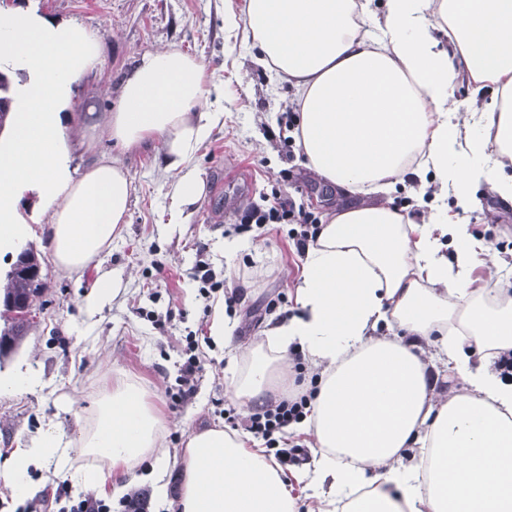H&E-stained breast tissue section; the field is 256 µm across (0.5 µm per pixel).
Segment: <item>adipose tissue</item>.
I'll return each instance as SVG.
<instances>
[{
    "label": "adipose tissue",
    "instance_id": "adipose-tissue-1",
    "mask_svg": "<svg viewBox=\"0 0 512 512\" xmlns=\"http://www.w3.org/2000/svg\"><path fill=\"white\" fill-rule=\"evenodd\" d=\"M243 24L260 62L296 91L305 167L361 202L325 214L296 287L301 313L242 350L234 399L248 410L278 402L294 384L288 354L302 351L319 375L312 412L298 425L318 454L308 482L317 512H512V383L471 361L512 348V283L458 216L480 181L512 201V0H387L378 21L366 0H246ZM0 49L36 75L0 148V253L28 236L16 195L30 187L49 215L56 267L83 273L119 235L135 191L113 158L78 175L69 165L60 111L98 65L97 40L80 26L1 13ZM464 78L494 84L496 97L456 112L453 89ZM210 94L201 60L175 46L149 49L104 124L124 150L160 144L176 209L201 196L190 160L222 118ZM410 172L452 190L457 212L435 204L417 224L368 203ZM477 267L487 270L478 284ZM422 346L447 352L456 381L447 393L429 380ZM163 429L138 384L104 391L80 438L95 464L78 472V484L123 493L113 472L132 473L151 457L153 493L166 498ZM408 448L417 456L404 458ZM49 462L68 463L50 428L15 449L0 477L22 502L37 491L30 466ZM177 490L180 512L299 510L283 469L219 428L189 434Z\"/></svg>",
    "mask_w": 512,
    "mask_h": 512
}]
</instances>
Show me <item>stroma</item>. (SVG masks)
<instances>
[{
  "instance_id": "1",
  "label": "stroma",
  "mask_w": 512,
  "mask_h": 512,
  "mask_svg": "<svg viewBox=\"0 0 512 512\" xmlns=\"http://www.w3.org/2000/svg\"><path fill=\"white\" fill-rule=\"evenodd\" d=\"M244 0H8L0 13L37 14L55 23L77 24L94 32L98 66L72 86L63 122L83 121L85 144L72 145L70 166L83 170L98 158L118 159L136 185L126 222L110 248L78 278L53 263L38 233L47 216L36 195L27 193L18 210L33 233L25 245L40 262L44 289L35 297L33 319L23 339L0 355V377L19 371L36 373L38 383L16 394H0V471L14 449L29 444L46 428H55L69 447L71 469L30 467L40 485L63 486L78 495L75 476L89 463L78 439L92 420L101 391L129 378L141 384L147 401L165 424L163 447L181 458L188 432L228 429L222 415L231 401V358L261 336L269 321L264 310L276 303L278 313L296 315L295 288L305 262L295 254L288 225L269 224L240 234L243 250L224 251L225 232L240 209L279 192L306 209L324 215L345 198L307 171L300 156L283 146L288 132L281 118L296 109L292 87L278 81L257 61L259 49L224 18L241 12ZM177 46L202 60L208 82L224 87L222 123L194 155L202 195L185 207L181 223L171 212V179L159 162L158 145L135 153L120 148L102 132L119 101L118 87L139 52ZM478 206L466 213L472 236L491 245L512 278V203L487 185L476 190ZM260 250H253V243ZM205 254L227 285L239 287L241 301L229 317L234 341L205 347L204 371L193 402L173 411L167 392L188 334L208 330L211 313L200 297L192 268ZM111 272L114 288L94 315L84 309L97 270Z\"/></svg>"
}]
</instances>
